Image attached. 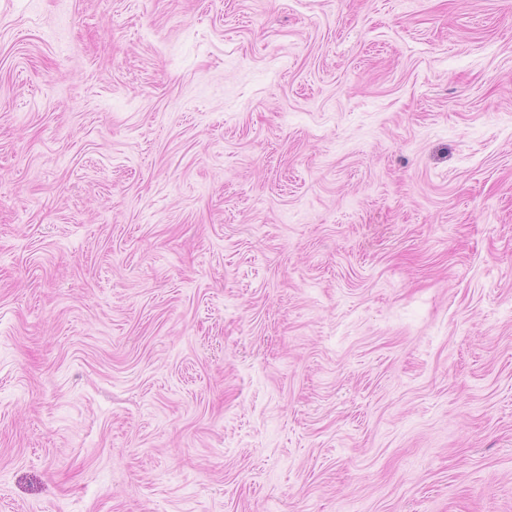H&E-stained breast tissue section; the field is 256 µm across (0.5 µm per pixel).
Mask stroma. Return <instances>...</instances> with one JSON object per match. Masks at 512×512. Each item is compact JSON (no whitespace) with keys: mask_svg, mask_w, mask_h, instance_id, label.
<instances>
[{"mask_svg":"<svg viewBox=\"0 0 512 512\" xmlns=\"http://www.w3.org/2000/svg\"><path fill=\"white\" fill-rule=\"evenodd\" d=\"M0 512H512V0H0Z\"/></svg>","mask_w":512,"mask_h":512,"instance_id":"1","label":"stroma"}]
</instances>
